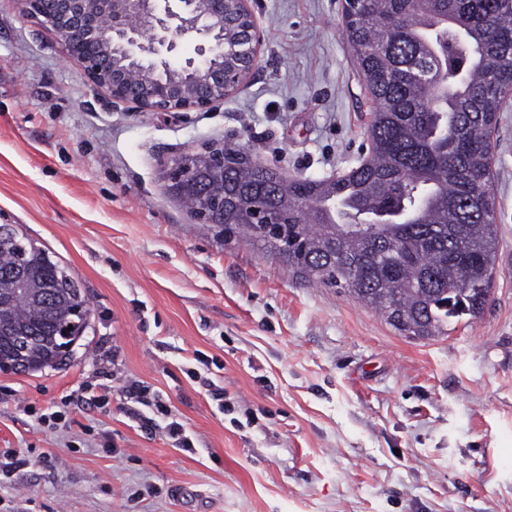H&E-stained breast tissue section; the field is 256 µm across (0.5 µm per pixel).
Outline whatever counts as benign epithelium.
I'll list each match as a JSON object with an SVG mask.
<instances>
[{"label": "benign epithelium", "mask_w": 512, "mask_h": 512, "mask_svg": "<svg viewBox=\"0 0 512 512\" xmlns=\"http://www.w3.org/2000/svg\"><path fill=\"white\" fill-rule=\"evenodd\" d=\"M21 12L51 31L61 50L79 62L94 86L115 100L136 104L143 112L204 110L233 93L250 76L263 43V30L250 0H236L244 22L237 54L241 66L219 63L228 53L224 25L230 22L227 0H14ZM134 61L132 70L110 66L108 54ZM165 190L193 177L182 153L164 167ZM202 219L224 216V204L209 196L197 208Z\"/></svg>", "instance_id": "7a95c632"}]
</instances>
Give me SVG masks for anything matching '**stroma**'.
<instances>
[{"instance_id": "35a3bbf8", "label": "stroma", "mask_w": 512, "mask_h": 512, "mask_svg": "<svg viewBox=\"0 0 512 512\" xmlns=\"http://www.w3.org/2000/svg\"><path fill=\"white\" fill-rule=\"evenodd\" d=\"M251 8L265 41L246 84L169 117L113 100L0 0V224L43 245L92 309L62 369L0 373V449L19 461L0 466V512H512V102L491 138L486 307L445 336H400L163 192L170 151L227 138L288 177L368 153L342 0ZM130 382L162 396L191 449L164 416L141 426ZM89 383L110 388L107 405L39 423Z\"/></svg>"}]
</instances>
